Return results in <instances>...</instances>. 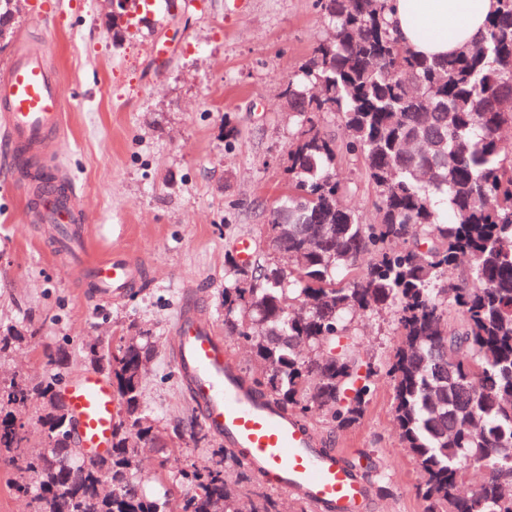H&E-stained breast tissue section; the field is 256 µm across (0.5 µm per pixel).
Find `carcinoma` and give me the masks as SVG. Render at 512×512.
Returning <instances> with one entry per match:
<instances>
[{
    "label": "carcinoma",
    "instance_id": "obj_1",
    "mask_svg": "<svg viewBox=\"0 0 512 512\" xmlns=\"http://www.w3.org/2000/svg\"><path fill=\"white\" fill-rule=\"evenodd\" d=\"M319 6L328 36L281 92L297 132L266 248L227 258L224 334L261 366L244 382L304 424H356L372 380L389 378L425 512H512V151L497 137L512 127V0L443 59L398 40L387 0ZM329 115L342 137L322 130ZM342 155L362 160L375 224L346 202ZM383 308L395 310L399 341L372 360L353 316ZM99 347L122 404L100 467L72 445L70 421L37 418L46 447L33 453L18 418L59 390L65 349L56 374L0 384V452L31 512H271L267 497L238 490L235 449L161 497L148 492L129 469L139 449L165 447L143 398L146 335Z\"/></svg>",
    "mask_w": 512,
    "mask_h": 512
}]
</instances>
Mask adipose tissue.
<instances>
[{"label":"adipose tissue","instance_id":"ef3b65f1","mask_svg":"<svg viewBox=\"0 0 512 512\" xmlns=\"http://www.w3.org/2000/svg\"><path fill=\"white\" fill-rule=\"evenodd\" d=\"M496 6V0H389L388 16L403 44L438 57L474 41Z\"/></svg>","mask_w":512,"mask_h":512}]
</instances>
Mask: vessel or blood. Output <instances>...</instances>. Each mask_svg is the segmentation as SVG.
<instances>
[{
    "label": "vessel or blood",
    "mask_w": 512,
    "mask_h": 512,
    "mask_svg": "<svg viewBox=\"0 0 512 512\" xmlns=\"http://www.w3.org/2000/svg\"><path fill=\"white\" fill-rule=\"evenodd\" d=\"M48 58L46 45L29 46L0 74V139L11 149L16 183L41 223L52 227L54 257L86 273L98 296L115 297L135 286L140 266L121 250L91 256L77 225L75 183L53 164L28 167L31 157L47 154L62 122L59 75ZM172 360L204 427L226 447L243 450L245 464L262 483L309 502L314 512H368L370 487L342 451L321 447L291 413L252 394L222 338L196 308L184 309L176 323ZM63 399L77 421L81 447L106 453L114 420L111 387L88 375L68 383Z\"/></svg>",
    "instance_id": "obj_1"
}]
</instances>
